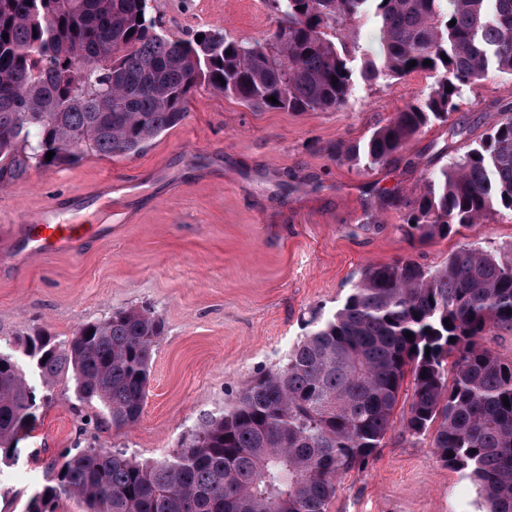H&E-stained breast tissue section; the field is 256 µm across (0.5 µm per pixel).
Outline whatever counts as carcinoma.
Wrapping results in <instances>:
<instances>
[{
    "mask_svg": "<svg viewBox=\"0 0 512 512\" xmlns=\"http://www.w3.org/2000/svg\"><path fill=\"white\" fill-rule=\"evenodd\" d=\"M266 3L279 24L260 43L214 26L167 38L148 0H0V173L26 162L23 149L54 167L88 152L136 155L184 120L201 84L267 110H334L355 89L358 46L341 32L368 15L383 63L365 62L363 76L428 72L436 81L363 145H335L348 161L388 160L432 120L447 121L489 66L512 74V0ZM497 207L512 213V107L415 198L408 233L457 234ZM164 328L151 310L131 308L62 342L34 331L19 347L44 383L69 379L80 400L100 403L103 418L125 428L142 416ZM306 329L283 367L202 420L171 458L76 447L53 463L27 512H57L64 497L83 512H327L340 478L367 464L392 429L408 378L406 430L432 433L440 459L471 479L486 512H512V360L485 342L512 332V256L471 243L435 268L370 265L343 304ZM36 409L23 366L0 353V461L14 458Z\"/></svg>",
    "mask_w": 512,
    "mask_h": 512,
    "instance_id": "1",
    "label": "carcinoma"
}]
</instances>
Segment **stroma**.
Here are the masks:
<instances>
[{
    "instance_id": "stroma-1",
    "label": "stroma",
    "mask_w": 512,
    "mask_h": 512,
    "mask_svg": "<svg viewBox=\"0 0 512 512\" xmlns=\"http://www.w3.org/2000/svg\"><path fill=\"white\" fill-rule=\"evenodd\" d=\"M149 14L172 38L206 24L262 42L277 26L265 0H149ZM433 83L426 72L359 77L347 103L327 112L256 109L203 85L186 119L138 156L90 155L52 169L31 160L1 176L0 252L24 250L25 229L52 200L108 179L121 190L64 218L111 225V238L0 275V352L18 353L22 334L44 329L64 340L129 308H149L165 330L144 412L129 428L101 423L100 406L80 401L70 381L47 387L29 372L37 419L14 461L0 466V512H26L51 462L76 445L140 460L174 455L257 373L282 365L306 321L334 312L366 266L407 258L438 267L472 242L512 253V217L503 213L430 241L402 230L431 176L476 146L512 103V75L489 68L449 125H428L385 163L332 152L363 142ZM410 403L403 391L381 448L343 476L328 512H482L473 483L440 461L430 436L407 432Z\"/></svg>"
}]
</instances>
